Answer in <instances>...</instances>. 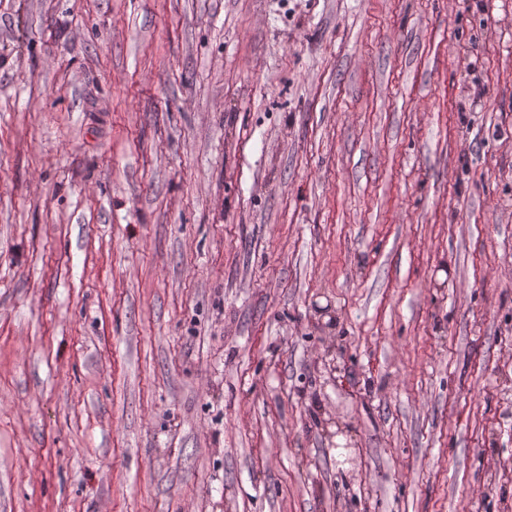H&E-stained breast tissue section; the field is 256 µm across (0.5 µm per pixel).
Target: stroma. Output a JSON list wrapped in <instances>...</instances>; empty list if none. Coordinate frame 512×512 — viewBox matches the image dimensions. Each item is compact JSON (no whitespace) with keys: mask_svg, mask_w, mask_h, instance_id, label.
Returning <instances> with one entry per match:
<instances>
[{"mask_svg":"<svg viewBox=\"0 0 512 512\" xmlns=\"http://www.w3.org/2000/svg\"><path fill=\"white\" fill-rule=\"evenodd\" d=\"M0 512H512V0H0Z\"/></svg>","mask_w":512,"mask_h":512,"instance_id":"35a3bbf8","label":"stroma"}]
</instances>
